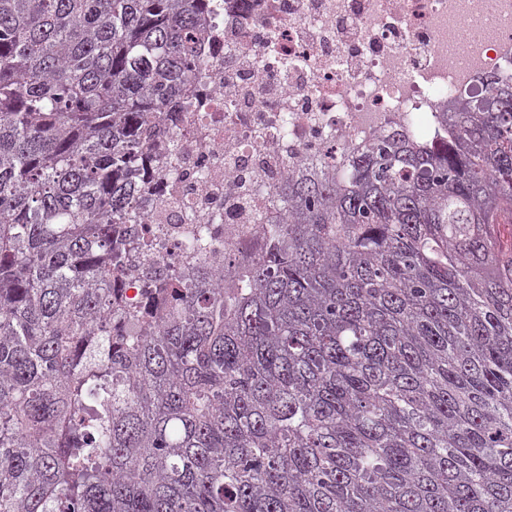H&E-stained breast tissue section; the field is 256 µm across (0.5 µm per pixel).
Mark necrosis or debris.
I'll return each mask as SVG.
<instances>
[{"mask_svg": "<svg viewBox=\"0 0 512 512\" xmlns=\"http://www.w3.org/2000/svg\"><path fill=\"white\" fill-rule=\"evenodd\" d=\"M196 101L140 171L138 242L112 286L159 320L157 290L257 259L288 172H331L512 76V0H208ZM206 248L192 249V239Z\"/></svg>", "mask_w": 512, "mask_h": 512, "instance_id": "1", "label": "necrosis or debris"}]
</instances>
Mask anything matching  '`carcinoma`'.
I'll use <instances>...</instances> for the list:
<instances>
[{
  "label": "carcinoma",
  "instance_id": "1",
  "mask_svg": "<svg viewBox=\"0 0 512 512\" xmlns=\"http://www.w3.org/2000/svg\"><path fill=\"white\" fill-rule=\"evenodd\" d=\"M206 0H0V512H512V81L289 173L261 258L112 337Z\"/></svg>",
  "mask_w": 512,
  "mask_h": 512
}]
</instances>
